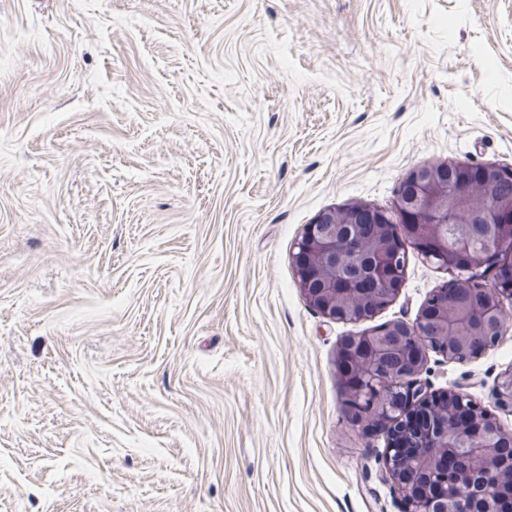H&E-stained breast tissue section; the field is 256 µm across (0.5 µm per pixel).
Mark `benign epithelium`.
I'll return each instance as SVG.
<instances>
[{"instance_id": "benign-epithelium-1", "label": "benign epithelium", "mask_w": 512, "mask_h": 512, "mask_svg": "<svg viewBox=\"0 0 512 512\" xmlns=\"http://www.w3.org/2000/svg\"><path fill=\"white\" fill-rule=\"evenodd\" d=\"M469 192L465 184L448 186L440 182L429 166L423 165L409 172L399 186L397 196L402 198L405 211L404 225L398 229L388 224L385 212L377 207H349L320 214L313 223L305 225L296 243L300 253L294 255L299 286L307 302L331 320L347 317L354 306L360 313L370 309L371 305L384 299L389 290L369 300L353 287V280L362 275H379L392 261L394 254L401 251V246L415 240L424 239L429 242L430 249L425 259L438 265L450 264L448 243L440 236L437 227L441 224L467 223L469 212L459 207V202ZM361 210L366 211L371 223L387 225V232L375 245L366 267L361 266L359 261L361 221L358 215ZM476 223L488 225L492 232L504 228L512 231V203L495 205L482 211ZM338 224L349 225L347 236L337 234ZM492 252L502 267L512 268L511 239L501 240L492 248ZM458 288L462 291L477 288L492 296V304L498 316L497 334L491 339L484 336H462L460 347L450 352L425 334L424 310L411 322L395 320L386 325L382 334L388 336L392 344L407 347L414 353L413 364L405 369L401 377L407 395L402 399L392 396L383 377L376 374L374 368H368L367 376L371 377L374 389L386 396V402L383 411L372 406L361 408V414L355 417V422L361 425L363 431L368 432L374 425L386 421V414L396 415L401 410L407 412L430 396L428 387L420 379L426 369L429 353H439L452 362L463 363L500 342L507 328V319L512 317L502 303V297L512 298V282H497L487 286L475 285L461 278ZM440 395L458 408L470 411L473 416L475 426L463 434L467 447L456 452L455 461L463 476L467 475L474 462H483L482 484L476 489L462 478L452 484L439 501L426 497L412 498L409 495L412 486L424 483L431 474L445 466V459L434 453L433 449L441 446L451 448L454 439L439 432H430L415 438L414 453L408 456L401 448V443L391 435L385 450V470L402 495L405 512H474L473 502L479 493L491 489L498 481L500 464L497 448L488 442L487 429L500 433L501 427L464 388L456 386L440 392ZM494 395L498 405L512 409V370L501 376Z\"/></svg>"}]
</instances>
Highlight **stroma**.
<instances>
[{"instance_id":"35a3bbf8","label":"stroma","mask_w":512,"mask_h":512,"mask_svg":"<svg viewBox=\"0 0 512 512\" xmlns=\"http://www.w3.org/2000/svg\"><path fill=\"white\" fill-rule=\"evenodd\" d=\"M512 166V0H0V512H403L304 227L435 162ZM512 326L431 390L493 391ZM344 375L341 380L346 395L345 403L347 404L348 398L352 397L353 401L360 405L359 408L362 413L358 414L354 420L361 425L363 431L368 432L374 428V425L388 420L386 414H382L378 408L373 406L361 407V403L358 401L359 394L361 390L369 388V380L364 378V373L359 370L357 365L349 363Z\"/></svg>"}]
</instances>
